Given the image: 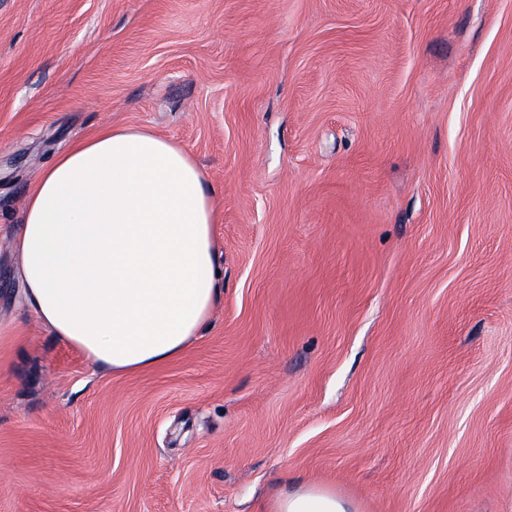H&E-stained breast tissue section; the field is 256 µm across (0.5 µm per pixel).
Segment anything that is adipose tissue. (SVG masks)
<instances>
[{
    "mask_svg": "<svg viewBox=\"0 0 512 512\" xmlns=\"http://www.w3.org/2000/svg\"><path fill=\"white\" fill-rule=\"evenodd\" d=\"M214 196L193 155L149 128L74 142L37 176L14 230L23 308L106 372L180 358L222 296ZM274 512L358 510L309 484Z\"/></svg>",
    "mask_w": 512,
    "mask_h": 512,
    "instance_id": "adipose-tissue-1",
    "label": "adipose tissue"
}]
</instances>
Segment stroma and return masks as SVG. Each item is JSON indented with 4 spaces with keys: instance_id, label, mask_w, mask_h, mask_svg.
<instances>
[{
    "instance_id": "stroma-1",
    "label": "stroma",
    "mask_w": 512,
    "mask_h": 512,
    "mask_svg": "<svg viewBox=\"0 0 512 512\" xmlns=\"http://www.w3.org/2000/svg\"><path fill=\"white\" fill-rule=\"evenodd\" d=\"M185 146L224 293L107 374L9 234L100 128ZM0 512H512V0H0ZM273 512H358L357 507L339 496L336 491L309 484L275 501Z\"/></svg>"
}]
</instances>
